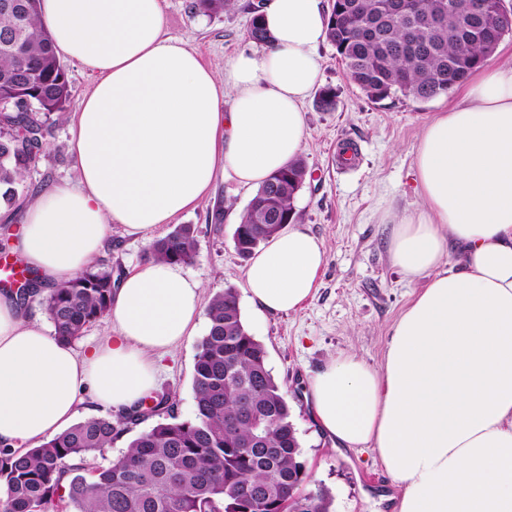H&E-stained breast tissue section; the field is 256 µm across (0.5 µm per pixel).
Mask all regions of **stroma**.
Here are the masks:
<instances>
[{
	"label": "stroma",
	"mask_w": 512,
	"mask_h": 512,
	"mask_svg": "<svg viewBox=\"0 0 512 512\" xmlns=\"http://www.w3.org/2000/svg\"><path fill=\"white\" fill-rule=\"evenodd\" d=\"M262 2L237 0L234 10L209 16L193 10L192 0H166L164 34L219 68L246 44L248 9ZM319 55L320 85L332 89L335 105L323 109L314 92L302 104L307 137L301 156L308 175L295 201L296 227L318 237L326 249L313 297L288 314H254L244 283L247 261L233 243L234 217L245 210L253 192L220 176L196 207L176 218L177 223L193 225L198 245L197 258L183 270L200 281L203 301L226 288L236 290L244 323L265 346L268 367L286 393L312 480L332 495L330 512H393L390 497L395 490L377 451L370 446L341 448L325 435L307 399L308 386L315 372L343 352L379 365L393 323L424 287V280L409 279L394 266L391 227L385 218L421 208L414 150L425 124L453 98L374 102L350 81L333 45L323 43ZM345 143L356 150L349 165L338 159ZM76 180L68 121L53 120L48 142L26 172L24 195L12 214L20 215L38 192L72 186ZM217 213L222 223H212ZM146 246L145 234L112 224L98 259L121 277L144 262ZM206 332L207 318L202 315L191 336L156 359L157 389L169 396L166 411L181 420L195 415V358Z\"/></svg>",
	"instance_id": "35a3bbf8"
}]
</instances>
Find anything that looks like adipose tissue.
Instances as JSON below:
<instances>
[{
  "label": "adipose tissue",
  "mask_w": 512,
  "mask_h": 512,
  "mask_svg": "<svg viewBox=\"0 0 512 512\" xmlns=\"http://www.w3.org/2000/svg\"><path fill=\"white\" fill-rule=\"evenodd\" d=\"M261 14L269 44L218 71L164 36V0H40L56 53L94 82L68 123L76 186L38 194L15 232L13 259L39 286L85 269L108 225L155 230L195 207L216 174L257 188L298 158L328 10L267 0ZM413 166L423 204L395 220L390 255L427 283L382 365L345 353L311 377L312 409L343 446H374L397 512H512V65L476 72L427 122ZM325 256L308 231L282 230L245 268L253 309L296 310ZM200 307L201 285L179 265L143 262L115 291L113 333L79 358L0 290V445L26 451L80 404L117 412L149 395L154 355L191 334Z\"/></svg>",
  "instance_id": "ef3b65f1"
}]
</instances>
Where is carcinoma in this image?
Wrapping results in <instances>:
<instances>
[{
    "label": "carcinoma",
    "instance_id": "1",
    "mask_svg": "<svg viewBox=\"0 0 512 512\" xmlns=\"http://www.w3.org/2000/svg\"><path fill=\"white\" fill-rule=\"evenodd\" d=\"M418 18L384 16L376 0H332L327 40L351 81L374 102L401 96L424 102L461 86L491 57L493 42L512 35V18H499L496 0H453L439 19L431 0ZM39 0H0V204L14 206L27 168L51 134V115L70 101L64 65L39 19ZM235 0H193L218 15ZM247 39L269 35L259 9L251 10ZM306 175L298 158L261 185L233 232L237 253L249 257L295 221V198ZM148 259L187 264L197 256L195 229L178 224L151 242ZM118 283L112 268L87 266L49 289L42 304L54 336L72 343L110 310ZM208 329L198 344L192 390L193 419L157 422L139 432L106 465L114 441L130 427L159 416L168 396L155 393L113 417L80 421L23 455L0 448V512H329L323 486L306 494L309 477L291 407L267 365L263 344L246 328L238 296L226 288L206 308Z\"/></svg>",
    "mask_w": 512,
    "mask_h": 512
}]
</instances>
